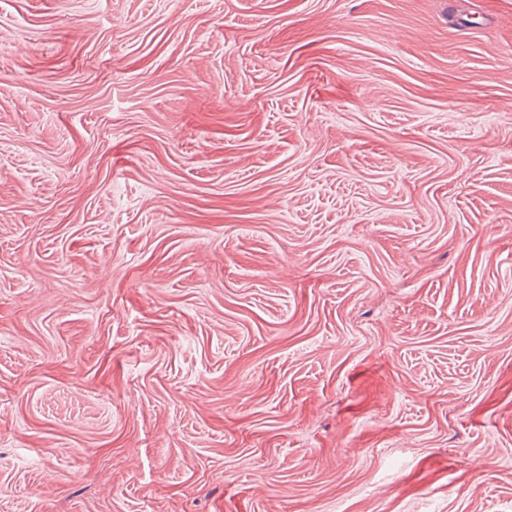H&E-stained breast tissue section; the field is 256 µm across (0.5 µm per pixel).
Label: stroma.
Listing matches in <instances>:
<instances>
[{
    "mask_svg": "<svg viewBox=\"0 0 512 512\" xmlns=\"http://www.w3.org/2000/svg\"><path fill=\"white\" fill-rule=\"evenodd\" d=\"M0 512H512V0H0Z\"/></svg>",
    "mask_w": 512,
    "mask_h": 512,
    "instance_id": "35a3bbf8",
    "label": "stroma"
}]
</instances>
